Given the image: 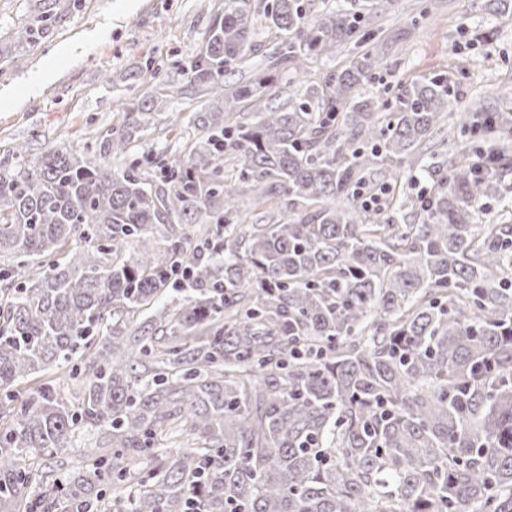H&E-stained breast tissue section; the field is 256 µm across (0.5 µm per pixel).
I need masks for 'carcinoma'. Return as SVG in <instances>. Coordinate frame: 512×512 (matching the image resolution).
I'll use <instances>...</instances> for the list:
<instances>
[{
	"label": "carcinoma",
	"mask_w": 512,
	"mask_h": 512,
	"mask_svg": "<svg viewBox=\"0 0 512 512\" xmlns=\"http://www.w3.org/2000/svg\"><path fill=\"white\" fill-rule=\"evenodd\" d=\"M395 6L310 21L309 0H224L175 62L221 100L189 116L188 154L133 151L171 92L148 63L150 96L99 158L18 145L0 165V512H112L104 488L118 504L132 485V512H512V225L475 230L512 209V130L470 115L461 135L482 145L447 170L417 164L456 93L420 76L379 111L368 27ZM261 28L282 37L269 72L227 85ZM351 43L364 51L342 70L269 105L288 64ZM406 170L427 197L406 195ZM377 183L383 209L358 203ZM244 185L292 217L246 223ZM409 206L420 223L400 222ZM172 222L222 231L152 249ZM87 351L79 405L44 385L15 404L23 383ZM177 421L192 443L170 454ZM81 426L108 449L31 497L48 473L30 457Z\"/></svg>",
	"instance_id": "carcinoma-1"
}]
</instances>
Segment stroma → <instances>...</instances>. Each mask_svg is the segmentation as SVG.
Here are the masks:
<instances>
[{
    "label": "stroma",
    "instance_id": "1",
    "mask_svg": "<svg viewBox=\"0 0 512 512\" xmlns=\"http://www.w3.org/2000/svg\"><path fill=\"white\" fill-rule=\"evenodd\" d=\"M223 8L224 0H0V161L11 162L19 144L34 156L53 146L96 158L121 109L151 90L135 73L151 60L164 81L187 85L170 62L198 50ZM38 19L39 32L18 41ZM410 25L415 35L394 42V31ZM373 28L385 102L414 77L442 74L459 92L454 111L476 102L512 115V0H397ZM211 102L185 95L159 103L138 151L187 154L190 140L170 122ZM103 444L102 433L81 429L51 467L59 476L82 472L85 448Z\"/></svg>",
    "mask_w": 512,
    "mask_h": 512
}]
</instances>
